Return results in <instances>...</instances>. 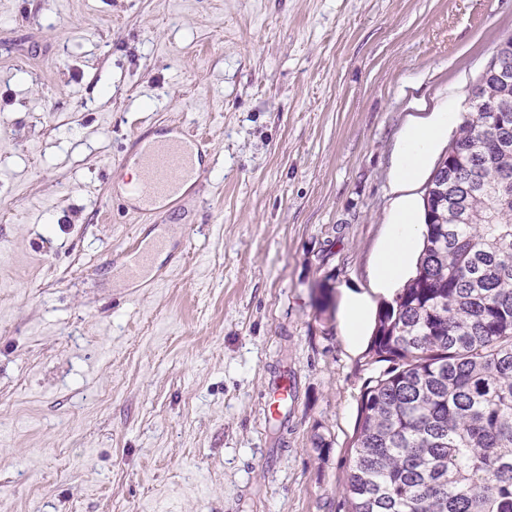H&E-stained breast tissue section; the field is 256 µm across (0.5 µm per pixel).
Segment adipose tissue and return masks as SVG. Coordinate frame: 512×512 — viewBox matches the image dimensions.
Here are the masks:
<instances>
[{
	"instance_id": "1",
	"label": "adipose tissue",
	"mask_w": 512,
	"mask_h": 512,
	"mask_svg": "<svg viewBox=\"0 0 512 512\" xmlns=\"http://www.w3.org/2000/svg\"><path fill=\"white\" fill-rule=\"evenodd\" d=\"M456 120V113L438 112L429 122L414 125L407 131L398 160L402 181H412L418 175L435 144L447 135ZM417 233L414 204L410 199H402L395 211L391 232L372 268V288L392 290L405 278Z\"/></svg>"
}]
</instances>
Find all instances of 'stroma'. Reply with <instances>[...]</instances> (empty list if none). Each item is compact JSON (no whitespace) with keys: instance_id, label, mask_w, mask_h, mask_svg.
Masks as SVG:
<instances>
[{"instance_id":"1","label":"stroma","mask_w":512,"mask_h":512,"mask_svg":"<svg viewBox=\"0 0 512 512\" xmlns=\"http://www.w3.org/2000/svg\"><path fill=\"white\" fill-rule=\"evenodd\" d=\"M511 33L512 0H0V512H348L381 366L345 296L384 303L433 173L399 183L405 130L466 116ZM179 124L213 160L137 223L133 133ZM393 222L372 268L371 288L393 290L407 275L418 233L415 207L410 199L400 201ZM370 300L365 295L350 293L343 309L345 336L355 339L361 333L368 321ZM292 392L291 380L288 370L283 369L273 376L269 384V392L265 411L269 419L278 420L286 418L284 409L288 405V396Z\"/></svg>"}]
</instances>
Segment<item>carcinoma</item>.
Listing matches in <instances>:
<instances>
[{
  "label": "carcinoma",
  "instance_id": "1",
  "mask_svg": "<svg viewBox=\"0 0 512 512\" xmlns=\"http://www.w3.org/2000/svg\"><path fill=\"white\" fill-rule=\"evenodd\" d=\"M426 200L416 274L380 306L350 512H512V96L487 80Z\"/></svg>",
  "mask_w": 512,
  "mask_h": 512
}]
</instances>
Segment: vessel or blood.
Wrapping results in <instances>:
<instances>
[{
  "label": "vessel or blood",
  "mask_w": 512,
  "mask_h": 512,
  "mask_svg": "<svg viewBox=\"0 0 512 512\" xmlns=\"http://www.w3.org/2000/svg\"><path fill=\"white\" fill-rule=\"evenodd\" d=\"M133 143L144 178L128 186L127 192L140 199L139 212L144 216L155 214L156 200L163 199L170 204H177L180 187L188 178L200 176L199 161L208 152L203 135L181 126L177 127L172 138L151 140L140 132L134 135ZM291 391L287 371H280L273 376L265 405L268 417L279 420L284 418Z\"/></svg>",
  "instance_id": "b4317fda"
}]
</instances>
